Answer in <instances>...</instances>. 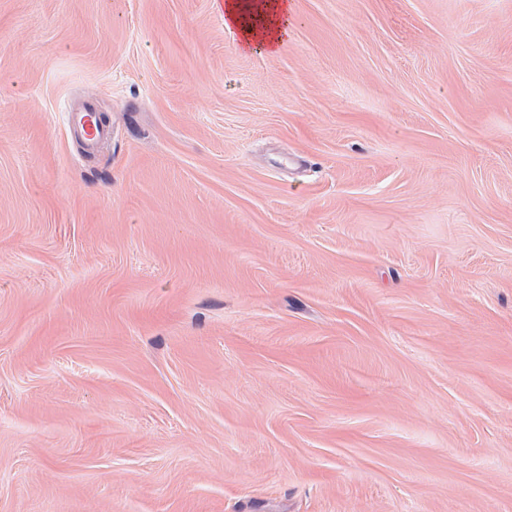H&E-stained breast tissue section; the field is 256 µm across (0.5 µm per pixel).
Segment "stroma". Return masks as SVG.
<instances>
[{"label":"stroma","instance_id":"stroma-1","mask_svg":"<svg viewBox=\"0 0 512 512\" xmlns=\"http://www.w3.org/2000/svg\"><path fill=\"white\" fill-rule=\"evenodd\" d=\"M292 4L0 0V512H512V0ZM215 13L223 20L225 28L235 29L248 51L275 53L288 35L292 5L288 0H211ZM224 1L222 5L215 2ZM219 10H218V9ZM71 133L87 150L95 149L101 142L112 138V126L100 120L96 106L84 101L71 108L68 115Z\"/></svg>","mask_w":512,"mask_h":512}]
</instances>
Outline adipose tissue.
Wrapping results in <instances>:
<instances>
[{
	"mask_svg": "<svg viewBox=\"0 0 512 512\" xmlns=\"http://www.w3.org/2000/svg\"><path fill=\"white\" fill-rule=\"evenodd\" d=\"M290 0H224V26L248 51L276 52L288 34Z\"/></svg>",
	"mask_w": 512,
	"mask_h": 512,
	"instance_id": "obj_1",
	"label": "adipose tissue"
}]
</instances>
